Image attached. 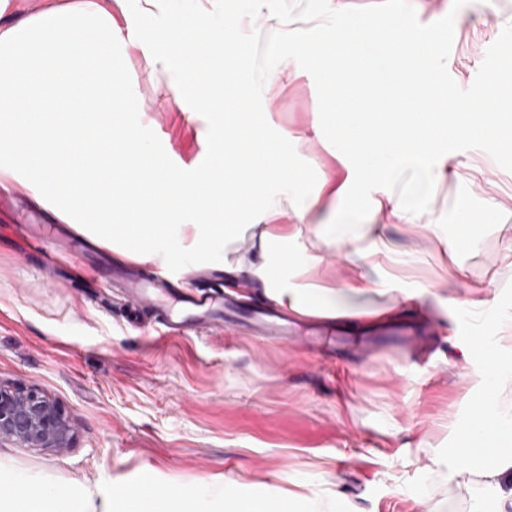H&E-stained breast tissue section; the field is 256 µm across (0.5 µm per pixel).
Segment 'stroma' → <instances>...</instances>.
Masks as SVG:
<instances>
[{
  "label": "stroma",
  "instance_id": "obj_1",
  "mask_svg": "<svg viewBox=\"0 0 512 512\" xmlns=\"http://www.w3.org/2000/svg\"><path fill=\"white\" fill-rule=\"evenodd\" d=\"M339 23L388 33L454 31L447 50L451 95L474 97L512 54V0H344ZM139 111L129 119L175 167L205 157L199 119L137 73ZM319 79L308 73L259 102L271 131L290 132L283 149L313 178L345 170L329 148L332 130L314 109ZM444 177L427 219L458 231V203L475 220V248L442 254L421 226L386 224L387 238L420 257V281L437 301L412 320L365 332L297 317L287 348L257 343L238 325L162 339L149 302L126 294L112 270L128 260L74 226L57 236L26 193L0 203V380L38 384L74 429L64 453L0 445V470L61 495L111 499L124 512L131 494L176 490L199 512H217L205 493L224 477L240 493L270 499L292 492L346 494L353 512H468L476 487L448 475L459 430L485 396L493 349L452 346L456 316L445 300L479 284L512 313V264L499 225H512V157L465 142L442 159ZM183 294L223 287L222 262L187 256L137 264Z\"/></svg>",
  "mask_w": 512,
  "mask_h": 512
}]
</instances>
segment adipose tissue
I'll return each instance as SVG.
<instances>
[{"instance_id": "ef3b65f1", "label": "adipose tissue", "mask_w": 512, "mask_h": 512, "mask_svg": "<svg viewBox=\"0 0 512 512\" xmlns=\"http://www.w3.org/2000/svg\"><path fill=\"white\" fill-rule=\"evenodd\" d=\"M135 11L157 18V26L134 27ZM338 13L335 0L299 14L284 0H243L229 20L224 0H43L39 10L25 13L16 0H0V186L27 192L51 222L78 225L144 264L158 260V245L175 240L190 253L214 255L250 219L259 228L257 245L249 263L225 262L227 287L246 269L267 299L293 312L356 316L372 328L397 321L395 307L359 311L350 303L391 287L406 302L429 293L404 281L413 260L386 241L380 213L397 224L426 223L451 256L475 240L445 235L423 220L441 171L428 168L415 178L414 207L395 194L390 175L402 160L432 154L447 136L488 145L512 139V126L475 119L471 100L450 98L436 40H414L395 26L373 41L363 30H340ZM260 22L273 29L274 42L256 84L244 81L242 71ZM131 46L139 50L134 63ZM137 67L156 75L182 111L205 113L210 153L229 167L203 160L185 176L133 130L128 116L138 109ZM308 70L319 75L323 100L337 107L331 144L347 170L338 182H308L258 113L224 109L238 96L272 98ZM346 92L385 98L394 111L377 125L338 107ZM412 96L451 111L448 127H431L422 113L405 110ZM88 142L98 146L91 157L83 153ZM260 151L267 159L261 181L247 175ZM332 252L347 264L346 279L325 273ZM511 383L512 361L496 360L486 374L485 403L460 430L466 448L480 441L484 418L497 427L493 459L455 463L458 473L480 479L469 512H512V406L499 402ZM0 512L80 510L30 485L1 501Z\"/></svg>"}]
</instances>
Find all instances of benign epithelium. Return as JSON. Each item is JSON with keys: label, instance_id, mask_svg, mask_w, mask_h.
Wrapping results in <instances>:
<instances>
[{"label": "benign epithelium", "instance_id": "1", "mask_svg": "<svg viewBox=\"0 0 512 512\" xmlns=\"http://www.w3.org/2000/svg\"><path fill=\"white\" fill-rule=\"evenodd\" d=\"M73 439L69 416L38 385L0 383V444L63 452Z\"/></svg>", "mask_w": 512, "mask_h": 512}]
</instances>
